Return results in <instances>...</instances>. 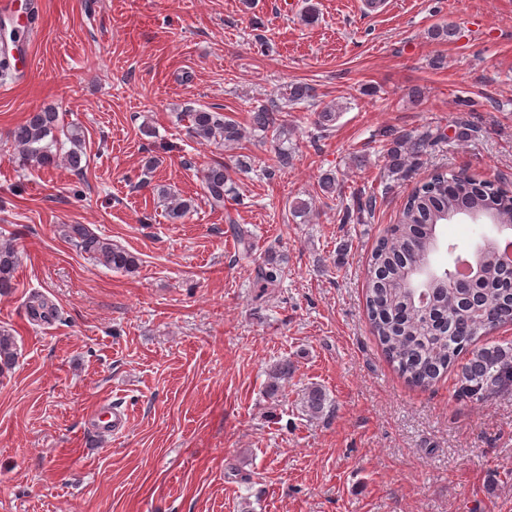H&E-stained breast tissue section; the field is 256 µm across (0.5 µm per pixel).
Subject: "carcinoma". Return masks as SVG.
Instances as JSON below:
<instances>
[{
    "label": "carcinoma",
    "instance_id": "1",
    "mask_svg": "<svg viewBox=\"0 0 512 512\" xmlns=\"http://www.w3.org/2000/svg\"><path fill=\"white\" fill-rule=\"evenodd\" d=\"M285 103L317 104V90L309 84L287 86L282 93ZM283 107L271 102L254 108L252 126L281 143L288 135V124L280 118ZM193 136L201 143L222 141L227 145L244 138L237 121L219 112L192 108L183 113ZM59 115L46 109L29 114L25 122L15 126L9 137L19 148L21 167L45 168L63 161L70 169L81 172L84 136L78 126L66 130L71 148L64 154L53 150L58 145ZM438 137L431 133L412 139L390 134L386 167L396 176L405 177L425 148L435 145ZM204 191L214 206L224 205L227 182L226 168L221 163L207 166ZM169 216L182 219L193 209V200L167 196ZM486 208L498 215V223L512 225V187L506 183L478 181L463 173L437 172L416 185L407 196L398 222L388 229L374 247L366 286V309L374 336L386 357L404 378L414 386L428 387L442 374L456 370V392L460 397L483 400L491 394L512 389V342L478 345L480 338L497 327L512 323V271L498 260L494 249L481 254L486 275L480 288H457L453 292L432 289L431 307L422 311L416 291L406 286L405 272L414 265H424L436 252L438 225L450 214ZM65 237L74 242L103 266L131 272L138 259L123 248L106 242L82 224H70ZM470 257V252L456 244L448 245V266L438 267L441 278L455 271L457 261ZM19 264L18 252L9 243H0V293L12 288L14 272ZM282 268L269 258L255 271V284L260 293L279 284ZM17 352L14 338L0 332V367L11 365ZM291 367L286 361L270 367L268 388L276 394L281 382L288 379ZM326 395L318 387L309 388L302 406L312 419L320 418Z\"/></svg>",
    "mask_w": 512,
    "mask_h": 512
}]
</instances>
